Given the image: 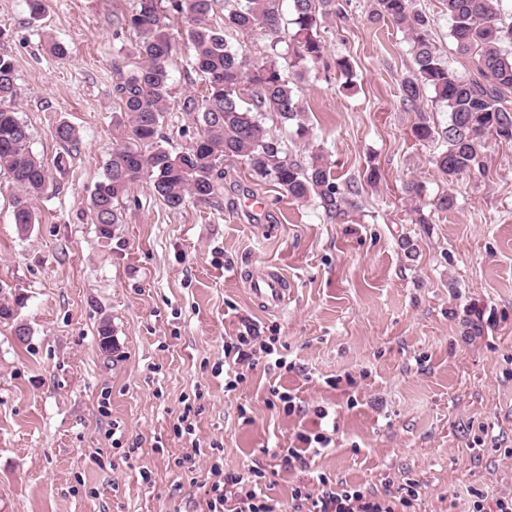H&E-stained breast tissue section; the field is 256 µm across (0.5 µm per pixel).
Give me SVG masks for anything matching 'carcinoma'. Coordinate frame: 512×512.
<instances>
[{
	"label": "carcinoma",
	"mask_w": 512,
	"mask_h": 512,
	"mask_svg": "<svg viewBox=\"0 0 512 512\" xmlns=\"http://www.w3.org/2000/svg\"><path fill=\"white\" fill-rule=\"evenodd\" d=\"M291 67L303 69L323 59L321 28L341 14L336 0H292ZM500 0H444L451 20L455 52L469 60L472 74L458 76L438 53L429 18L415 9L413 0H374L373 15L404 32L410 42L414 71L401 81L403 106L416 113L412 127L419 140L437 138V170L452 183L464 173L485 174V147L489 137L512 141V21L504 23ZM216 0H141L140 9L117 18V26L135 33L137 59L128 72L117 66L115 86L119 112L113 116V147L102 179L94 186L90 212L94 224H119L120 201L143 176L152 181L156 196L179 209L191 199L207 203L228 159H241L253 175L271 181L287 195L306 200L315 196L331 217L343 212L358 188L340 189L323 150L311 151L301 166L288 159L282 142L266 133L259 119L264 112L282 123H301L299 86L280 67L277 46L283 20L279 0H224V29L210 27ZM184 16L191 24L187 42L190 65L205 81L206 95H187L181 111L201 129L187 150L173 153L158 140L162 113L170 97L168 63L176 44L161 21L162 10ZM262 30L270 38V54L251 61L230 44L224 31ZM448 110V124L438 129L424 112L423 94ZM15 66L0 55V170L6 171L18 191L13 219L27 231L35 223L26 196L48 189L52 176L30 148L27 125L10 108L15 96Z\"/></svg>",
	"instance_id": "obj_1"
}]
</instances>
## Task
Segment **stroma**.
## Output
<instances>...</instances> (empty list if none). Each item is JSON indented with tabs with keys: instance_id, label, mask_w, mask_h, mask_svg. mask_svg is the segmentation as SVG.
<instances>
[{
	"instance_id": "obj_1",
	"label": "stroma",
	"mask_w": 512,
	"mask_h": 512,
	"mask_svg": "<svg viewBox=\"0 0 512 512\" xmlns=\"http://www.w3.org/2000/svg\"><path fill=\"white\" fill-rule=\"evenodd\" d=\"M339 4L342 18L321 30L322 62L297 78L306 136L269 113L261 122L297 163L323 147L337 183L359 188L344 214L328 217L318 199H294L235 159L208 204L169 208L142 179L105 239L89 201L112 149L115 67L134 62V36L115 20L139 0H49L38 21L25 0H0L11 108L54 170L52 187L29 200L36 221L25 233L0 171V285L18 303L0 320V512H209L216 473L254 465L267 471L274 512H293L307 474L271 452L318 431L332 442L316 472L395 494L418 482L415 512H461L474 490L512 496V142L488 140L485 174L447 182L432 163L438 142L414 138L415 114L398 97L414 69L405 35L370 19L372 0ZM415 6L466 75L442 0ZM47 35L69 48L67 61L42 49ZM343 57L350 88L336 68ZM169 71L159 134L184 151L199 130L177 102L205 83L182 47ZM63 122L78 130L77 148L56 139ZM411 180L424 186L415 204L403 191ZM447 193L450 210L438 206ZM271 271L288 288L278 310L249 288ZM247 324L276 337L291 368L258 360L228 392L224 352ZM183 415L193 435H178ZM197 449L191 473L180 462Z\"/></svg>"
}]
</instances>
